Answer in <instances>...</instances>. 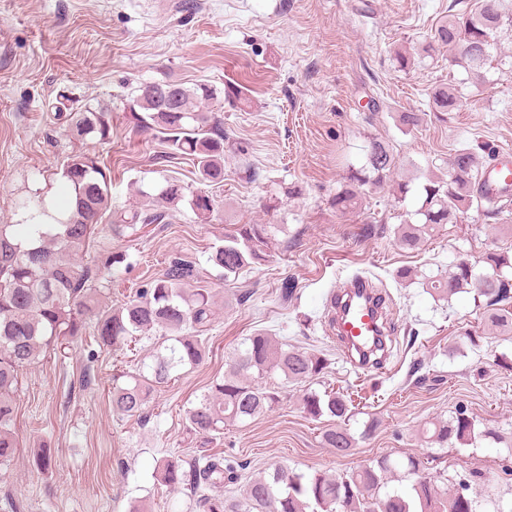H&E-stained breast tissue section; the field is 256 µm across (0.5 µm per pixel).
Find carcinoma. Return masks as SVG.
Returning a JSON list of instances; mask_svg holds the SVG:
<instances>
[{"instance_id":"obj_1","label":"carcinoma","mask_w":512,"mask_h":512,"mask_svg":"<svg viewBox=\"0 0 512 512\" xmlns=\"http://www.w3.org/2000/svg\"><path fill=\"white\" fill-rule=\"evenodd\" d=\"M512 31V0H477L475 7L448 15L432 37L439 47L452 51L448 68L455 66L476 75L497 62L512 66V55L498 52L501 35ZM176 88L178 107L168 111L162 100L145 92L149 83L135 87L127 103L133 129L153 131L162 136L166 158L192 161V174L200 184L224 181V118L203 104L214 99L215 89L206 83L191 87L178 80H162ZM463 94L453 84L433 89L432 111L442 117L462 106ZM66 136L83 145L70 153L60 168L67 197L55 224H0V466L9 464L21 445L15 429V396L21 371L38 362L41 354L58 344L74 345L93 339L99 346L121 344L152 331L168 342L155 356L149 371L139 370L122 384L112 383V407L124 416L139 417L150 403L154 387L171 378L185 365L200 363L206 348L196 333L214 318V295L208 288H194L198 282L197 262L177 254L168 260L163 273L137 290L135 299L117 309L102 305L108 277L106 272L126 260V255L109 253L104 269L79 262L91 240L97 237L121 239L136 232L137 225L162 224L168 212L178 208L191 186L170 177L159 193L163 208L149 204L128 210L112 208L111 178L89 144L112 140V110L104 104H86L71 112H58ZM455 177L429 179L420 186L421 206L415 221L397 226L400 246L414 250L439 231L457 221L458 212L477 206L488 217L509 209L512 200L480 193L478 183L486 161L471 149L455 152ZM396 158L392 148L373 139L365 149V163L351 171L333 198L340 211L355 208L363 186L392 184L399 201L413 186L396 180ZM191 204L203 219L214 207L202 194H191ZM269 224H234L224 232L222 243L211 247L207 261L224 273V280L238 276L266 260L271 248ZM482 270L460 260L445 277H431L425 285L432 295L449 300L459 293L475 291L488 307H496L492 323L512 332V310L498 304L512 298V257L489 252L482 258ZM327 360L320 355L290 347L264 332L245 338L227 361L224 376L215 382L188 411L191 429L212 437L224 425L255 419L279 403V391L267 380L280 373L288 383H310L323 374ZM300 405L313 420L325 416L345 420L351 409L340 392L319 394L310 389ZM429 442L442 445L455 441L470 445L478 439H498L490 429L480 430L464 408L447 420H437L422 430ZM329 448L344 456L355 438L347 429L328 428L322 435ZM163 485L185 491L201 512H477L476 488L460 482L450 488L427 471L415 456L406 461L383 455L368 464L335 474L315 471L309 475L279 465L248 479L240 498L226 499L224 487L237 483L235 463H224L214 455L184 463L178 457L156 463ZM403 472L410 481L402 492L388 488L389 480Z\"/></svg>"}]
</instances>
